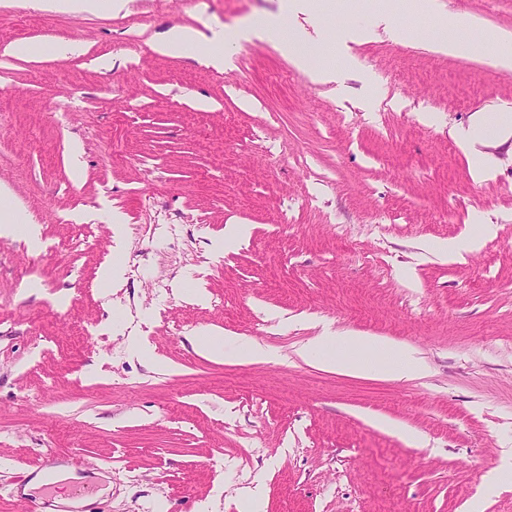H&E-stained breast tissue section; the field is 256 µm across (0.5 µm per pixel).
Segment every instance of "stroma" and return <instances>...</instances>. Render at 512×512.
Returning <instances> with one entry per match:
<instances>
[{"label": "stroma", "instance_id": "35a3bbf8", "mask_svg": "<svg viewBox=\"0 0 512 512\" xmlns=\"http://www.w3.org/2000/svg\"><path fill=\"white\" fill-rule=\"evenodd\" d=\"M433 2L378 0L396 40L362 37L371 12L340 0L315 26L296 0H0V192L39 226L34 244L0 237V512H22L50 448L98 473L87 512H240L247 492L265 512H512V478L480 485L512 448V151L489 148L497 174L477 183L453 136L491 106L512 118V73L493 64L512 0ZM269 14L306 28L349 92L268 39L221 70L158 47L174 25ZM457 14L470 28L446 26ZM445 36L480 51L434 50ZM15 42L33 53L4 54ZM488 223L464 261L431 254ZM231 224L245 242L223 244ZM323 322L428 372L325 370L298 354ZM199 336L270 357L218 359ZM31 3L43 10H56L63 12H95L103 3L100 0H32Z\"/></svg>", "mask_w": 512, "mask_h": 512}]
</instances>
